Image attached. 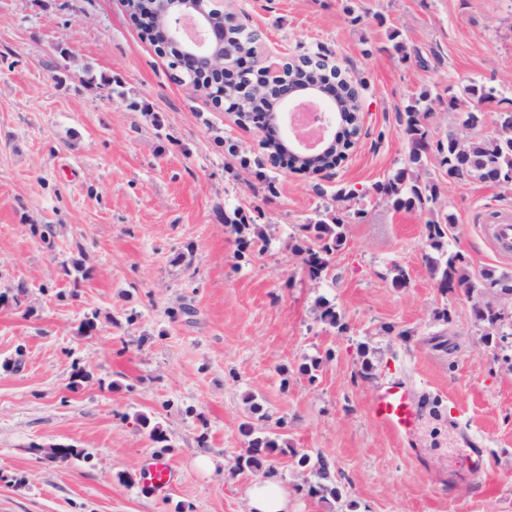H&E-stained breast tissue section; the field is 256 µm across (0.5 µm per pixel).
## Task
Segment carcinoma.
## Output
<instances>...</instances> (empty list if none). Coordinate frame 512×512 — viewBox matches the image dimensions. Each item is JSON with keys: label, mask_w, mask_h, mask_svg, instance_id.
I'll return each instance as SVG.
<instances>
[{"label": "carcinoma", "mask_w": 512, "mask_h": 512, "mask_svg": "<svg viewBox=\"0 0 512 512\" xmlns=\"http://www.w3.org/2000/svg\"><path fill=\"white\" fill-rule=\"evenodd\" d=\"M465 93L471 103L464 107L455 95H448V111L456 113V118L448 125L445 137L438 140L432 135L430 120L436 112L435 105L441 103L440 97L432 96L427 90L411 97L400 114L409 143V168L423 170L433 163L450 177H469L494 185L499 176L512 175V107L501 109L492 131L486 133L482 105L497 99L496 89L472 83L465 87ZM464 113L478 122V127L467 134L458 129L459 116ZM375 193L395 210H420L429 214L427 239L436 252L426 257L431 274L439 277L443 290L458 288L472 299V316L484 330L481 340L485 345L494 343L502 349H512V276L487 268L473 272L462 252L448 249L456 218L439 207L437 184L421 179L418 174L410 175L405 168L377 183ZM233 226L245 242H266L264 228L259 224L239 221ZM302 229L305 235L292 250L301 257L309 279L317 281L326 274L333 252L345 241V222L336 216L329 223L319 219L303 225ZM315 315L318 321L341 327V317L324 299L318 301ZM243 433L248 437L247 447L235 462L240 471L259 472L265 458L288 452V438L283 433L249 424L244 426ZM318 475L321 481L308 485V492L341 501L337 487L323 483L327 479L325 466H320Z\"/></svg>", "instance_id": "carcinoma-1"}]
</instances>
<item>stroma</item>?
<instances>
[{
	"label": "stroma",
	"instance_id": "obj_1",
	"mask_svg": "<svg viewBox=\"0 0 512 512\" xmlns=\"http://www.w3.org/2000/svg\"><path fill=\"white\" fill-rule=\"evenodd\" d=\"M225 8L258 34L259 66L318 50L360 81L357 144L335 168L272 163L256 123L179 81L129 0H0V512H246L255 475L235 459L261 412L288 427L270 465L292 512H339L308 493L299 453L328 462L356 512H512V364L432 277L428 213L374 192L408 165L412 95L476 82L512 98V0ZM422 175L457 219L451 248L512 274L483 224L512 190ZM326 207L348 215L346 240L313 282L291 241ZM237 212L268 245L242 248ZM78 262L93 271L79 283ZM321 297L343 329L316 321ZM393 380L421 410L408 437L369 416ZM156 455L177 472L163 494L141 482Z\"/></svg>",
	"mask_w": 512,
	"mask_h": 512
}]
</instances>
